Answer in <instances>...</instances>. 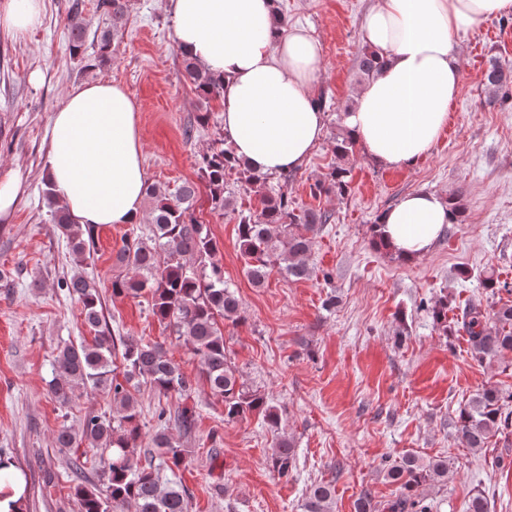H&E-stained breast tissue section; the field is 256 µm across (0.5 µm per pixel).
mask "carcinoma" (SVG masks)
Instances as JSON below:
<instances>
[{"label":"carcinoma","instance_id":"1","mask_svg":"<svg viewBox=\"0 0 512 512\" xmlns=\"http://www.w3.org/2000/svg\"><path fill=\"white\" fill-rule=\"evenodd\" d=\"M99 10L108 19L107 26L96 36L94 60L109 62L115 42L121 36L127 0H98ZM69 51L74 57L85 52L87 26L82 18L81 3L72 5L67 20ZM384 60L366 47L358 56L360 77L369 80L380 71ZM183 77L189 80L203 100L224 93V79L208 72L195 59L182 55ZM482 84L485 102L495 104L512 98V66L497 59L489 62ZM356 140L347 127H340L333 151L337 159L325 179L315 183L313 192L343 195L349 188L350 170L345 161L354 154ZM200 180L209 191L208 201L214 212L235 211L232 197L224 194L227 176L235 173L251 186L258 197L259 209L239 214L237 239L244 271L256 287L265 284L273 271L288 281L313 276L308 257L316 235L331 221L326 211H296L284 192L266 190V176L255 173L243 160L235 157L228 137H217L198 159ZM45 199L51 217L66 237L75 266H82L95 247V229L77 223L55 199L50 179H45ZM198 187L185 183L171 194L160 185L145 189L149 235L145 238L124 235L116 253L117 263L132 270V275L112 281L115 297L151 296V310L157 320L170 329L175 339L189 347L200 365V376L211 393L224 404V420H245L252 415L262 418L273 436L270 466L273 474L288 479L295 469L294 440L280 433L281 415L269 405L265 394L247 387L240 380L224 340V322H240V303L231 286L224 282V270L214 261L219 246L207 225L195 216ZM62 293L81 305L83 322L94 336L79 344L64 343L57 347L51 363L50 392L67 403L76 393L102 392L112 396L117 415L92 414L79 429L63 425L53 434L57 448H71L76 437L90 441L92 448L103 449L98 465L101 483L85 480L84 462L74 458L69 469L74 495L80 512H120L133 505L135 512H189L190 497L183 486L165 481L160 468L137 451L140 437L138 411L131 390L150 384L158 393L189 397L192 384L167 356L159 342L124 339L111 334L103 315L96 283L77 272L60 282ZM431 315L443 335H448V298L442 297L431 307ZM462 328L468 335L470 352L480 362L492 363L512 351V305L491 311L480 303L466 304ZM122 369L123 380L116 371ZM161 426L153 437L162 464L169 470L188 464L189 451L169 426L181 435L192 432L196 413L183 407L169 420L160 410ZM451 427L456 441L465 448L478 450L490 438L512 427V392L496 385L484 386L473 393L459 408ZM383 478L397 486L399 495L378 503L370 491H363L355 501V512H428L420 493L426 485L443 483L448 478V458L424 459L405 455L383 467ZM335 488L330 482L310 486L301 512H333Z\"/></svg>","mask_w":512,"mask_h":512}]
</instances>
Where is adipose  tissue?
Masks as SVG:
<instances>
[{
	"instance_id": "adipose-tissue-1",
	"label": "adipose tissue",
	"mask_w": 512,
	"mask_h": 512,
	"mask_svg": "<svg viewBox=\"0 0 512 512\" xmlns=\"http://www.w3.org/2000/svg\"><path fill=\"white\" fill-rule=\"evenodd\" d=\"M177 46L224 77L223 127L236 157L261 174L301 165L324 114L314 85L318 41L303 28L275 34L271 0H164ZM43 0H0V28L39 27ZM512 15V0H373L362 40L386 61L357 93L347 126L378 164L411 166L448 121L460 82L457 38L481 20ZM137 105L109 80L70 90L50 120L48 172L59 202L80 224H135L145 216L146 169ZM435 194L415 191L385 212V239L412 260L451 223Z\"/></svg>"
}]
</instances>
